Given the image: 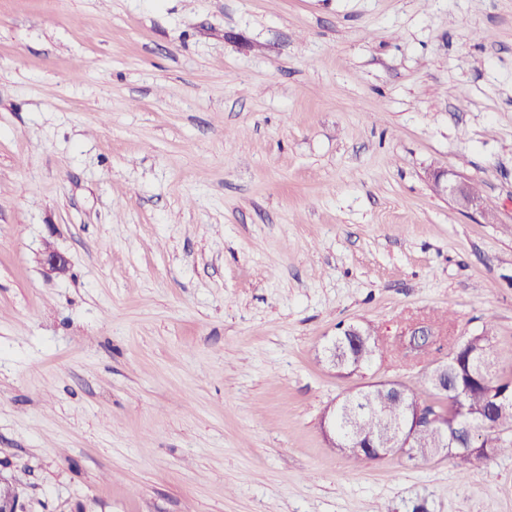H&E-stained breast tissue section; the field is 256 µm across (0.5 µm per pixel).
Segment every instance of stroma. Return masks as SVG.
I'll return each mask as SVG.
<instances>
[{"instance_id":"obj_1","label":"stroma","mask_w":512,"mask_h":512,"mask_svg":"<svg viewBox=\"0 0 512 512\" xmlns=\"http://www.w3.org/2000/svg\"><path fill=\"white\" fill-rule=\"evenodd\" d=\"M351 325L379 350L347 373ZM486 328L512 374V0H0L24 512H512L510 456L355 460L323 425ZM448 178L447 172H439L435 175V183L440 191L448 195L463 212H475L485 218L487 211L484 202L478 196L473 195L468 188V182L459 176Z\"/></svg>"}]
</instances>
